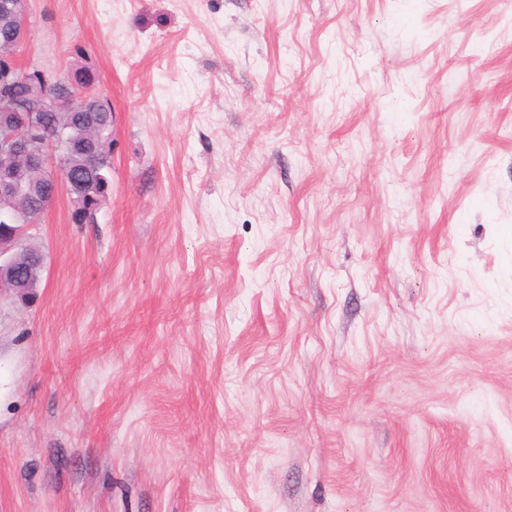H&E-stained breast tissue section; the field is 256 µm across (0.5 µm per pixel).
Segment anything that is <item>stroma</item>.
<instances>
[{
  "mask_svg": "<svg viewBox=\"0 0 512 512\" xmlns=\"http://www.w3.org/2000/svg\"><path fill=\"white\" fill-rule=\"evenodd\" d=\"M111 189L23 227L0 512H512V0H28Z\"/></svg>",
  "mask_w": 512,
  "mask_h": 512,
  "instance_id": "stroma-1",
  "label": "stroma"
}]
</instances>
